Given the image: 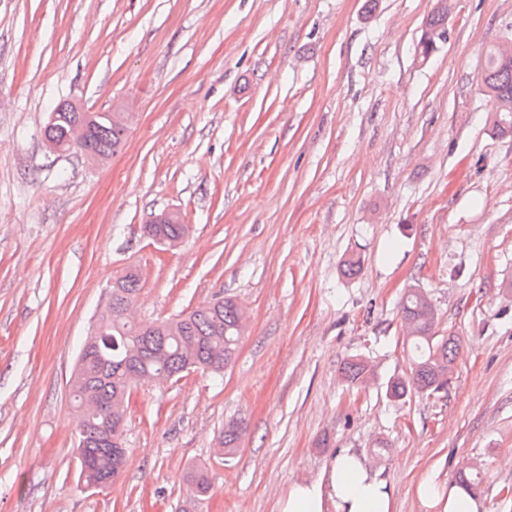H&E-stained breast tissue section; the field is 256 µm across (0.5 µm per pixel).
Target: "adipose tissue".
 Returning <instances> with one entry per match:
<instances>
[{"label":"adipose tissue","mask_w":512,"mask_h":512,"mask_svg":"<svg viewBox=\"0 0 512 512\" xmlns=\"http://www.w3.org/2000/svg\"><path fill=\"white\" fill-rule=\"evenodd\" d=\"M418 497L430 512H484L479 497L463 488L442 489L421 483ZM392 492L385 478L356 452L334 456L323 475L291 483L277 512H392Z\"/></svg>","instance_id":"1"}]
</instances>
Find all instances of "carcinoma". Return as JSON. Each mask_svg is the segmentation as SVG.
I'll use <instances>...</instances> for the list:
<instances>
[{"label":"carcinoma","mask_w":512,"mask_h":512,"mask_svg":"<svg viewBox=\"0 0 512 512\" xmlns=\"http://www.w3.org/2000/svg\"><path fill=\"white\" fill-rule=\"evenodd\" d=\"M447 22L448 14L439 9L428 17L418 56L424 60L432 56L447 33ZM479 86L492 104L494 132L512 135V61L502 59L496 43L485 52ZM77 125L85 126L88 134L83 146L72 147L70 135ZM130 127L131 119L121 118L119 112H75L58 103L49 112L44 139L65 152L80 154L85 148L107 161L124 147ZM140 283L139 271L134 268L112 283V306L98 316L96 324L116 343H102L97 348L92 337H87L69 381L74 405L83 404L88 393L100 404L87 416L84 433L77 436L76 459L91 461L94 476L112 483L126 464L105 441V434L112 432L108 412L112 398L160 371L178 379L189 365L219 379L236 359L244 335L245 318L230 298L195 308L184 316L183 326L174 334L162 329L159 321H128L121 316V306L126 296L137 295ZM399 312L402 322L412 324L408 337L414 355L409 374L388 381L387 396L399 400L412 392L430 396L446 391L448 374L461 349L460 337L435 331V308L423 288L405 289ZM342 372L349 384L357 386L364 383L368 369L363 359L354 357L344 363ZM184 480L195 499L206 497L212 487L208 471L202 467L188 468Z\"/></svg>","instance_id":"cac0c4a2"}]
</instances>
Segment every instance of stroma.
Here are the masks:
<instances>
[{
    "label": "stroma",
    "instance_id": "1",
    "mask_svg": "<svg viewBox=\"0 0 512 512\" xmlns=\"http://www.w3.org/2000/svg\"><path fill=\"white\" fill-rule=\"evenodd\" d=\"M436 5L0 0V512H181L197 464L213 488L194 512H276L347 448L394 512H426L418 485L464 469L485 512H512V136L478 89L512 0H457L423 63ZM63 100L132 104L124 148L98 166L50 150ZM168 210L192 231L163 252L144 226ZM130 265L138 321L223 296L247 326L222 380L134 387L124 472L86 490L68 381ZM411 285L463 346L446 392L397 402ZM355 356L372 369L357 389L341 373ZM447 22L448 14L436 7L426 21L422 38L418 44V57L427 60L437 50L438 43L446 38Z\"/></svg>",
    "mask_w": 512,
    "mask_h": 512
}]
</instances>
